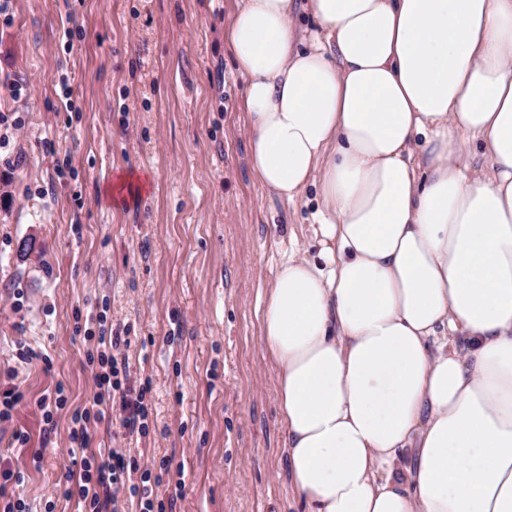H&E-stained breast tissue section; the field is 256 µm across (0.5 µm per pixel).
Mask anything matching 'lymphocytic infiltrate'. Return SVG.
Wrapping results in <instances>:
<instances>
[{"label":"lymphocytic infiltrate","instance_id":"obj_1","mask_svg":"<svg viewBox=\"0 0 512 512\" xmlns=\"http://www.w3.org/2000/svg\"><path fill=\"white\" fill-rule=\"evenodd\" d=\"M99 362L92 371L95 391L89 409L75 412L69 432L70 457L80 460L78 488H66V497L75 500L82 512H118L124 497L136 498L141 512H152V491L140 488L134 475L140 469V454L133 448H112L94 454L89 452L91 441L89 421H103L115 416L126 436H142L144 425L145 390L129 384V365L124 350L131 345L130 336L119 331L100 333L96 338Z\"/></svg>","mask_w":512,"mask_h":512}]
</instances>
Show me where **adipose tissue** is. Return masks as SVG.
I'll use <instances>...</instances> for the list:
<instances>
[{
    "instance_id": "1",
    "label": "adipose tissue",
    "mask_w": 512,
    "mask_h": 512,
    "mask_svg": "<svg viewBox=\"0 0 512 512\" xmlns=\"http://www.w3.org/2000/svg\"><path fill=\"white\" fill-rule=\"evenodd\" d=\"M224 40L256 180L321 201L258 307L295 502L512 512V0H239Z\"/></svg>"
}]
</instances>
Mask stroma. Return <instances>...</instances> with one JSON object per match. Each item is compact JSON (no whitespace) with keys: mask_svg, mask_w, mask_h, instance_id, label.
<instances>
[{"mask_svg":"<svg viewBox=\"0 0 512 512\" xmlns=\"http://www.w3.org/2000/svg\"><path fill=\"white\" fill-rule=\"evenodd\" d=\"M237 0H11L0 13V460L30 512L63 497L86 330L131 329L148 387L145 462L176 512H296L259 296L291 245L309 259L318 190L269 197L247 162ZM71 96H63L62 86ZM122 174L144 190L114 201ZM31 350L35 359L26 360ZM67 404L45 433L40 401ZM24 432L27 443L15 440Z\"/></svg>","mask_w":512,"mask_h":512,"instance_id":"35a3bbf8","label":"stroma"}]
</instances>
